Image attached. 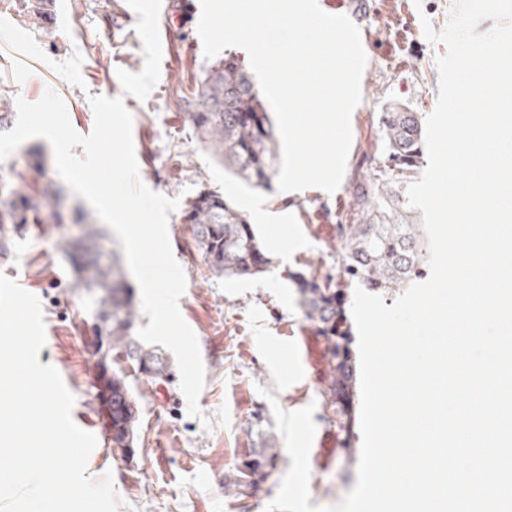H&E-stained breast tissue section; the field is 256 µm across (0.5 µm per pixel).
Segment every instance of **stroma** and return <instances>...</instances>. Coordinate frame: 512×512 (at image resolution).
<instances>
[{
    "label": "stroma",
    "instance_id": "stroma-1",
    "mask_svg": "<svg viewBox=\"0 0 512 512\" xmlns=\"http://www.w3.org/2000/svg\"><path fill=\"white\" fill-rule=\"evenodd\" d=\"M169 2L164 12L156 0H53L47 20L35 23L22 0H0V18L30 33L44 53L40 59L24 56L0 39V99L11 104L20 96L34 102L53 90L84 135L94 123L89 96L122 99L133 117L140 181L185 203L204 186L223 193L255 224L273 260L270 272L259 279L215 275L203 263L180 212L170 213L172 251L187 279L179 307L198 338L205 369L198 405L213 428L205 430L202 418L189 415L179 373L161 384L139 378L132 384L142 410L134 456L99 442L87 475L95 483L111 478L116 512H264L291 465L274 412L312 403L317 432L309 455V504L334 506L356 483L362 436L354 434L350 452L340 450L336 429L319 406L328 370L323 342L306 320L290 277L300 271L318 277L337 273V227L354 217L355 169L364 156L382 148L370 115L396 104L425 116L434 110L436 60L447 48L425 39L420 18L428 16L435 31H444L458 0H362L351 19L371 37L364 47L369 65L351 117L345 175L334 193L309 187L287 198L275 186L250 188L197 139L183 100L192 96L212 62L203 55L197 24L184 13L182 0ZM163 39L175 43L172 55L158 54ZM76 51L83 57L80 86L52 68ZM33 151L44 157L45 181L62 187L52 148L39 137L0 161V179L39 190L27 169ZM281 227L294 242L285 253L272 241ZM66 238V230L53 221L30 225L9 254L0 255V273L39 297L46 333L39 361L70 371L73 410L87 421L102 410L91 378L93 317L71 286L72 264L63 254ZM268 439L278 456L271 476L238 488V463Z\"/></svg>",
    "mask_w": 512,
    "mask_h": 512
}]
</instances>
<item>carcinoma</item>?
Instances as JSON below:
<instances>
[{
    "label": "carcinoma",
    "instance_id": "carcinoma-1",
    "mask_svg": "<svg viewBox=\"0 0 512 512\" xmlns=\"http://www.w3.org/2000/svg\"><path fill=\"white\" fill-rule=\"evenodd\" d=\"M186 111L201 141L224 167L256 189H269L278 174L276 134L260 92L233 59L214 64L200 80ZM372 121L381 132L382 151L367 156L351 182L354 224L339 225V272L318 278L299 272L292 283L306 319L324 343L330 365L320 389L326 418L336 426L338 447L350 452L355 425V366L350 326L345 316L349 289L361 285L386 295L408 286L428 258L421 225L408 219L404 182L420 167L422 115L419 112H376ZM62 218L59 196L50 186L37 195L23 186L0 184V254L10 249L11 237L25 224L45 217ZM181 223L190 225L195 245L208 270L226 278H258L269 258L246 214L224 195L201 190L184 209ZM76 257L72 287L86 294L95 307L97 336L106 338V351L97 356L103 370L120 350L133 369L152 382L171 376L168 359L149 350L132 335L137 318L135 298L117 260L104 263L101 239L91 233L66 240ZM107 385L112 447L131 450L140 407L124 367L110 368ZM272 466L266 453L242 463L244 477L265 473Z\"/></svg>",
    "mask_w": 512,
    "mask_h": 512
}]
</instances>
